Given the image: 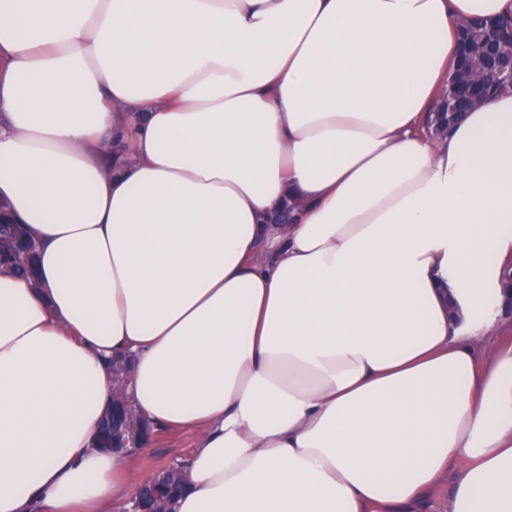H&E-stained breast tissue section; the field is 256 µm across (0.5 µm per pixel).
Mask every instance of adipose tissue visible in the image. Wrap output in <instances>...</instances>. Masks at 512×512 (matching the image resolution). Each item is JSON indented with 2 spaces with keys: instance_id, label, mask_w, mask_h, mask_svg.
Listing matches in <instances>:
<instances>
[{
  "instance_id": "adipose-tissue-1",
  "label": "adipose tissue",
  "mask_w": 512,
  "mask_h": 512,
  "mask_svg": "<svg viewBox=\"0 0 512 512\" xmlns=\"http://www.w3.org/2000/svg\"><path fill=\"white\" fill-rule=\"evenodd\" d=\"M512 0H0V512H114L106 364L193 431L174 512H512V90L423 125ZM289 224L269 223L282 204ZM12 223L13 222H11L9 217L3 211L1 203L0 255L1 257H12L15 259L13 263L2 265L1 268H3L5 272L27 277V275L30 274L28 266H32L36 269V255L39 245L32 254H29L26 257V259L23 257L18 258V252L23 251L26 243L28 241H33L34 239L26 234L23 224ZM454 471L449 470L440 484L425 495L419 502L412 505L409 512H448L452 488L454 482Z\"/></svg>"
}]
</instances>
